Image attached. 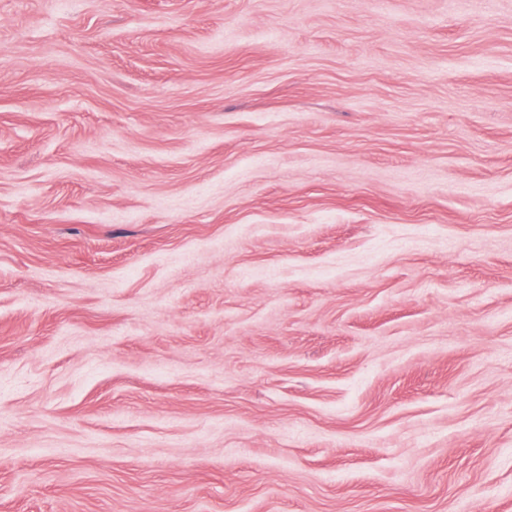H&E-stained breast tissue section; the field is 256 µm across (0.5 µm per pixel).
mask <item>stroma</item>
<instances>
[{"label":"stroma","instance_id":"obj_1","mask_svg":"<svg viewBox=\"0 0 512 512\" xmlns=\"http://www.w3.org/2000/svg\"><path fill=\"white\" fill-rule=\"evenodd\" d=\"M0 512H512V0H0Z\"/></svg>","mask_w":512,"mask_h":512}]
</instances>
